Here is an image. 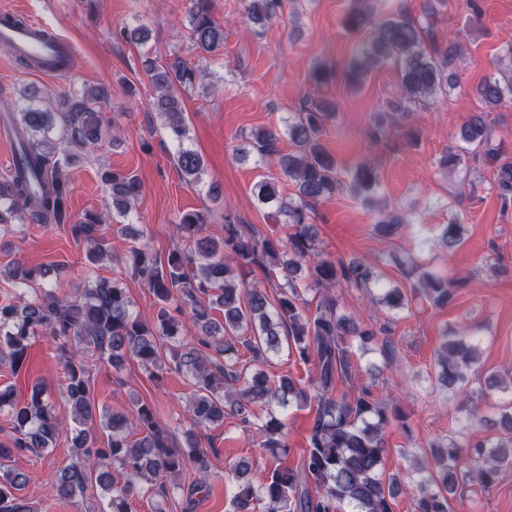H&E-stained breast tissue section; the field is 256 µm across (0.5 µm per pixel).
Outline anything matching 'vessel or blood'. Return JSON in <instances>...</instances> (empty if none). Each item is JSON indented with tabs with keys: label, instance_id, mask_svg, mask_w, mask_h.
I'll return each mask as SVG.
<instances>
[{
	"label": "vessel or blood",
	"instance_id": "1",
	"mask_svg": "<svg viewBox=\"0 0 512 512\" xmlns=\"http://www.w3.org/2000/svg\"><path fill=\"white\" fill-rule=\"evenodd\" d=\"M12 16V11H0V49L15 58L31 59L36 73H63V63L71 53L69 44L60 39L46 38L45 27L38 21L30 19L19 26L13 23Z\"/></svg>",
	"mask_w": 512,
	"mask_h": 512
}]
</instances>
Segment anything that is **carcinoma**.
Listing matches in <instances>:
<instances>
[{
    "instance_id": "1",
    "label": "carcinoma",
    "mask_w": 512,
    "mask_h": 512,
    "mask_svg": "<svg viewBox=\"0 0 512 512\" xmlns=\"http://www.w3.org/2000/svg\"><path fill=\"white\" fill-rule=\"evenodd\" d=\"M186 20L191 41L201 53H212L224 44V27L212 14V0H187ZM292 0H247L245 10L251 23L261 27L279 19ZM428 7L419 21L401 12H378L366 0H354L343 24L350 30H368L369 46L348 68L350 85L363 83L373 68L395 65L401 100L394 112L377 113L372 135L384 138L389 130L411 122L417 112L429 107L457 85L453 63L462 52L457 39L443 47L429 43L433 35ZM150 78L157 96L154 111L164 117V127L178 141L174 160L189 181L200 179L203 158L182 147L186 134L180 90L203 82L208 73L191 67L177 57L166 66L153 65ZM478 99L494 110L512 105V65L496 69L476 88ZM101 89L46 98L23 92L16 105L13 125L16 150L9 184L0 185V224L6 216L35 224H70L72 236L87 244L86 258L96 264L110 256L102 218L90 216L69 223V181L63 171L76 164L88 148L102 139ZM336 102L319 98L306 101L294 119L285 120L284 132L259 129L240 135L237 157L250 154L276 161L280 176L264 177L254 185L258 203L274 204V216L285 217L292 232L286 239L274 238L224 217V236L207 233L206 215L200 211L183 214L176 228L193 243V250L169 251L157 257L147 244L128 251L126 262L159 304L154 322L134 316L128 289L119 279H99L77 290L72 298L44 290L17 305L0 303V361L15 370L26 361L30 340L46 332L58 343L64 368L62 395L70 405L73 429L70 462L53 480L54 496L70 500L95 481L110 493L105 512H129L130 499L139 495L166 498L177 487L175 478L188 466L201 474L186 489V506L194 495L206 491L210 462L201 448L184 450L173 446L168 431L152 405L132 400L127 412H110L90 397L89 372L83 360L87 351L98 353L114 370L130 360L138 362L150 376L175 370L192 379L188 436L195 437L211 424L235 414L241 422L255 426L261 449L276 462L287 453L284 423L273 408H286L290 401L315 400L316 416L309 448L304 450L299 469L276 464L255 486L247 478L250 465L238 461L228 465L237 480L232 497L233 512H254V502L265 504L264 512H393L391 502L401 488L400 479L383 480L380 467L386 452L383 430L390 419L406 416L363 388L353 397L333 396L338 380L346 381L352 368L353 341L368 343L382 336L381 352L388 354L391 330L364 328L352 317L338 312L336 287L364 288L374 303L389 309L409 306L406 288L383 284L367 260L347 263L322 257L312 224L314 205L343 191L369 196L380 184L377 167L370 161L357 164L342 179L336 157L323 146L322 136L334 119ZM288 137L292 150L279 146ZM462 146L442 154L439 165L454 169L469 155H481L494 165V180L503 206L512 204V163L502 158L493 142L488 113L474 112L459 132ZM101 179L112 194V209L120 217L132 212L141 193L138 178L122 170L105 169ZM292 182L295 197L281 194V180ZM404 219L397 213L381 212L375 231L391 237ZM463 241L459 220L443 224L439 244L448 250ZM405 276L417 277L426 299L437 307L454 297L448 278L418 265L395 260ZM280 274L276 296L257 285H248L247 273L254 266ZM315 290L322 299L315 313H303L304 293ZM181 303L178 318L168 303ZM223 318L214 317V311ZM293 342L297 358L314 360L317 372L313 391L288 377L276 382L252 368L267 362L282 348V340ZM478 339L467 332L441 337L437 353L438 382L445 387H464L468 371L478 363ZM214 349L224 363H214L207 354ZM248 358L242 359V353ZM267 408L265 419L253 421L252 406ZM7 411L13 436L0 443V462L21 452L37 453L56 445L62 423L53 412L47 386L36 383L22 403L13 392L0 389V411ZM495 425L501 436L495 441L477 440L462 444L455 437L432 447L429 459L414 460L411 470L416 495L413 512H451L449 500L464 494L467 482L486 489L512 466V402ZM106 435L101 442L97 433ZM26 483L25 473L6 468L0 475V512H31L18 494Z\"/></svg>"
}]
</instances>
